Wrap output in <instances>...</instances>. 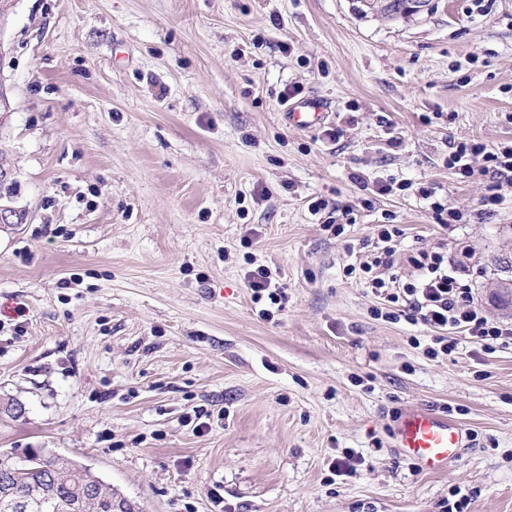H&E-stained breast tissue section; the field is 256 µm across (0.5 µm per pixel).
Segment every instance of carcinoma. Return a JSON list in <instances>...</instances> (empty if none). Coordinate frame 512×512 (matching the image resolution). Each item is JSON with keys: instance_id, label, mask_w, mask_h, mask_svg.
<instances>
[{"instance_id": "cac0c4a2", "label": "carcinoma", "mask_w": 512, "mask_h": 512, "mask_svg": "<svg viewBox=\"0 0 512 512\" xmlns=\"http://www.w3.org/2000/svg\"><path fill=\"white\" fill-rule=\"evenodd\" d=\"M18 462L16 453L0 450V494L7 490L12 497L32 503L27 512H67L73 506L79 512H99L104 501L116 499L111 484L89 471L75 473L68 459L53 455L38 459L19 478L4 481Z\"/></svg>"}]
</instances>
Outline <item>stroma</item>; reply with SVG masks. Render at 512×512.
Instances as JSON below:
<instances>
[{
  "label": "stroma",
  "mask_w": 512,
  "mask_h": 512,
  "mask_svg": "<svg viewBox=\"0 0 512 512\" xmlns=\"http://www.w3.org/2000/svg\"><path fill=\"white\" fill-rule=\"evenodd\" d=\"M0 44L26 211L0 224L1 450L67 457L140 512H444L456 491L512 512V348L428 358V327L375 318L346 273L396 224L393 274L443 245L512 323L488 287L512 279V184L445 165L450 141L512 140V0H16ZM291 87L339 140L286 124ZM261 265L279 305L246 286ZM416 408L470 434L446 473L395 446Z\"/></svg>",
  "instance_id": "35a3bbf8"
}]
</instances>
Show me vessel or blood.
I'll return each instance as SVG.
<instances>
[{
    "mask_svg": "<svg viewBox=\"0 0 512 512\" xmlns=\"http://www.w3.org/2000/svg\"><path fill=\"white\" fill-rule=\"evenodd\" d=\"M326 109L325 101L311 97L289 105L283 118L288 125L313 129L326 120ZM468 438L467 429L431 409L408 411L401 417L395 433L397 448L429 473L447 471Z\"/></svg>",
    "mask_w": 512,
    "mask_h": 512,
    "instance_id": "obj_1",
    "label": "vessel or blood"
}]
</instances>
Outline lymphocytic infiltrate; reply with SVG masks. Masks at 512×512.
Wrapping results in <instances>:
<instances>
[{
	"instance_id": "obj_1",
	"label": "lymphocytic infiltrate",
	"mask_w": 512,
	"mask_h": 512,
	"mask_svg": "<svg viewBox=\"0 0 512 512\" xmlns=\"http://www.w3.org/2000/svg\"><path fill=\"white\" fill-rule=\"evenodd\" d=\"M446 164L468 177L479 174L512 181V141L451 143ZM401 234L398 225H379L377 248L358 267L360 278L384 302L375 309V316L432 329L425 348L430 357L453 355L463 341L487 352L512 345V324L490 318L476 304L471 285L463 281V269L449 265L439 249L419 248L407 254L406 262L414 270L412 278L401 280L392 275Z\"/></svg>"
}]
</instances>
